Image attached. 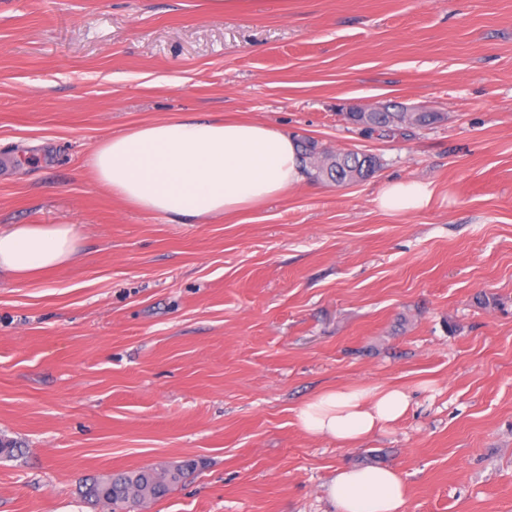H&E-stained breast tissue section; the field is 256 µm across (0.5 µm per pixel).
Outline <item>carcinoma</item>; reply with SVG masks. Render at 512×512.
<instances>
[{
  "label": "carcinoma",
  "mask_w": 512,
  "mask_h": 512,
  "mask_svg": "<svg viewBox=\"0 0 512 512\" xmlns=\"http://www.w3.org/2000/svg\"><path fill=\"white\" fill-rule=\"evenodd\" d=\"M345 117L350 124L368 135L375 132L395 133L407 127L424 128L440 119L435 112H392L386 106L381 112H348ZM302 155L310 169L315 171V177L325 178L338 186L363 180L380 167L379 159L364 153L346 151L325 154L312 141L303 142ZM189 474L190 466L187 464L161 471H131L86 485L84 496L110 503L124 512H133L140 505L166 495L173 485L182 482Z\"/></svg>",
  "instance_id": "carcinoma-1"
}]
</instances>
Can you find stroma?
<instances>
[{
	"instance_id": "35a3bbf8",
	"label": "stroma",
	"mask_w": 512,
	"mask_h": 512,
	"mask_svg": "<svg viewBox=\"0 0 512 512\" xmlns=\"http://www.w3.org/2000/svg\"><path fill=\"white\" fill-rule=\"evenodd\" d=\"M388 103L441 122L367 136ZM185 114L379 158L177 224L99 185L103 139ZM428 207L381 211L389 181ZM72 224L74 261L0 276V512H112L85 478L192 463L140 512H333L342 465L406 512H512V0H0V229ZM390 384L345 446L296 410ZM432 196L430 184L415 179L395 180L387 184L376 203L386 213L403 214L424 209ZM409 406L400 387L348 385L314 394L296 410V418L311 436L355 445L399 420Z\"/></svg>"
}]
</instances>
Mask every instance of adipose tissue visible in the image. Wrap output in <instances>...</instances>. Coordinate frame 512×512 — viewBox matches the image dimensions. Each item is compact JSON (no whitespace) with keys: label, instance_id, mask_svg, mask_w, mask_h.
<instances>
[{"label":"adipose tissue","instance_id":"adipose-tissue-1","mask_svg":"<svg viewBox=\"0 0 512 512\" xmlns=\"http://www.w3.org/2000/svg\"><path fill=\"white\" fill-rule=\"evenodd\" d=\"M87 165L113 196L184 224L259 206L307 182L298 140L249 120L179 116L148 122L101 141ZM433 190L415 179L389 182L379 209L427 207ZM68 224H15L0 230V271L25 279L75 259ZM408 394L392 385L320 391L296 411L311 436L354 445L403 417ZM335 512H404V483L394 468L341 466L327 486Z\"/></svg>","mask_w":512,"mask_h":512}]
</instances>
